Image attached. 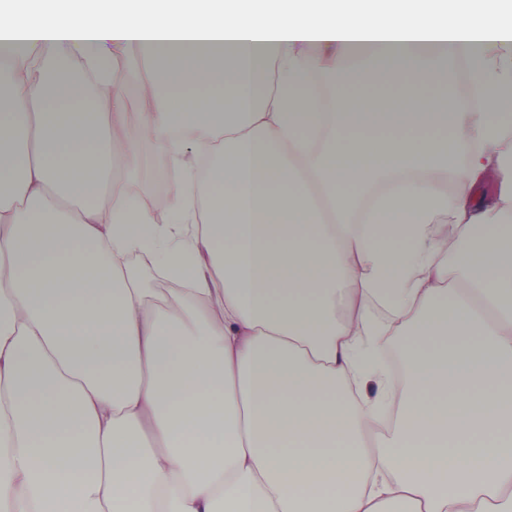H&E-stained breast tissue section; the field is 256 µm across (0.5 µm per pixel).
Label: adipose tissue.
Segmentation results:
<instances>
[{"label":"adipose tissue","instance_id":"obj_1","mask_svg":"<svg viewBox=\"0 0 512 512\" xmlns=\"http://www.w3.org/2000/svg\"><path fill=\"white\" fill-rule=\"evenodd\" d=\"M0 512H512V0L0 8ZM124 173L135 193L150 194L162 189L166 183L165 177L170 181L179 176L168 156L161 152L153 141L148 144L142 143L141 137L136 142L135 152L124 167Z\"/></svg>","mask_w":512,"mask_h":512}]
</instances>
